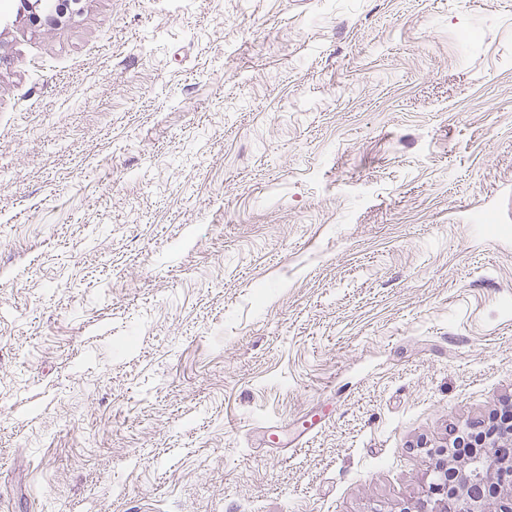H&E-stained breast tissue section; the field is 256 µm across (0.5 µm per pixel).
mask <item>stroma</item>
Instances as JSON below:
<instances>
[{"label":"stroma","instance_id":"obj_1","mask_svg":"<svg viewBox=\"0 0 512 512\" xmlns=\"http://www.w3.org/2000/svg\"><path fill=\"white\" fill-rule=\"evenodd\" d=\"M512 397V0H0V512H402Z\"/></svg>","mask_w":512,"mask_h":512}]
</instances>
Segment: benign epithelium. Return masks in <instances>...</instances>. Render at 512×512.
<instances>
[{
    "mask_svg": "<svg viewBox=\"0 0 512 512\" xmlns=\"http://www.w3.org/2000/svg\"><path fill=\"white\" fill-rule=\"evenodd\" d=\"M470 426L460 432L452 446L431 452L432 475L425 499L402 512H512V456L497 449L512 444V425L494 418L483 425V455L461 460L453 448Z\"/></svg>",
    "mask_w": 512,
    "mask_h": 512,
    "instance_id": "benign-epithelium-1",
    "label": "benign epithelium"
}]
</instances>
